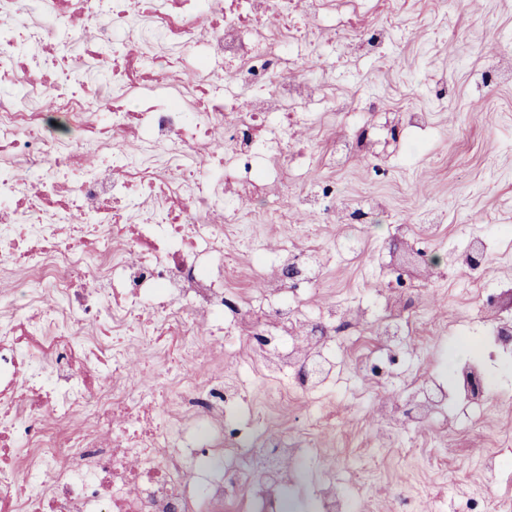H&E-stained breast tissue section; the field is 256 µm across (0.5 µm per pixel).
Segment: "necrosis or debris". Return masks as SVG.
Segmentation results:
<instances>
[{
	"label": "necrosis or debris",
	"mask_w": 512,
	"mask_h": 512,
	"mask_svg": "<svg viewBox=\"0 0 512 512\" xmlns=\"http://www.w3.org/2000/svg\"><path fill=\"white\" fill-rule=\"evenodd\" d=\"M364 0H0V512H286L282 494L304 450L256 448L229 432L241 392L203 347L224 326L246 337L266 378L311 394L331 376L335 312L303 317L283 286L314 279L311 253L289 252L266 277L270 310L224 285V227L278 197L272 166L295 163L299 105L323 103L295 66L313 47L305 17L335 18L355 53L383 54L392 30ZM207 26H200V19ZM152 40L166 50L143 52ZM79 57L57 66L63 50ZM111 57L88 87L86 60ZM247 99L228 112L224 64ZM193 65L208 98L148 85ZM101 101L92 109L89 97ZM338 138L344 164L377 143L409 151L420 112L370 107ZM100 158L88 163L84 146ZM77 214L78 236L57 220ZM210 324L209 335H196ZM185 375L157 359L155 382L132 391L126 369L158 340ZM410 419L480 405L486 369L460 364L453 390L418 382Z\"/></svg>",
	"instance_id": "obj_1"
}]
</instances>
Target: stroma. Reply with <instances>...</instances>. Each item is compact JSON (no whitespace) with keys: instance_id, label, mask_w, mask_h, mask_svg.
<instances>
[{"instance_id":"1","label":"stroma","mask_w":512,"mask_h":512,"mask_svg":"<svg viewBox=\"0 0 512 512\" xmlns=\"http://www.w3.org/2000/svg\"><path fill=\"white\" fill-rule=\"evenodd\" d=\"M406 21L395 29L383 58L345 55L332 28H320L319 48L300 64L301 72L325 87L328 105L315 109L296 127L293 139L306 148L305 165L280 171L287 189L278 199V215L245 206L240 223L224 227V265L228 287L263 307L251 246L275 255L284 244L323 246L319 280L295 286L291 297L311 317L338 303L359 305L367 323L335 326L336 376L319 393L283 400L249 357L243 339L224 348V368L236 372L245 399L234 410V424L269 420L275 433L299 429L312 413L326 415L322 455L310 457L291 491L303 506L314 504L318 469L340 470V494L354 498L363 512H421L422 503L404 484L416 476L424 484L444 483L449 497L444 512H468L469 465L497 445V467L489 501L512 497V370L487 364L493 392L477 409L450 407L424 432L394 425L381 427L374 408L389 396L402 411L412 408L408 384L415 372H429L451 386L452 366L468 358L466 344L486 342L485 303L495 288L512 281V80L486 82L506 45H512V0H410ZM448 86L447 101L429 89ZM380 109L425 112L423 126L410 129L419 152L387 158H359L330 167L317 162L330 142L365 120L366 102ZM335 182L342 200L358 203L375 197L389 221L338 224L324 212L303 208L299 198L321 182ZM359 241L355 255L338 256L341 236ZM479 242L487 255L478 269L462 265L459 254ZM395 268L424 267L431 276L408 292L402 321L424 315L416 335L396 352L398 361L384 380L356 369L359 353L376 345L374 304L396 281L377 266L379 255Z\"/></svg>"}]
</instances>
